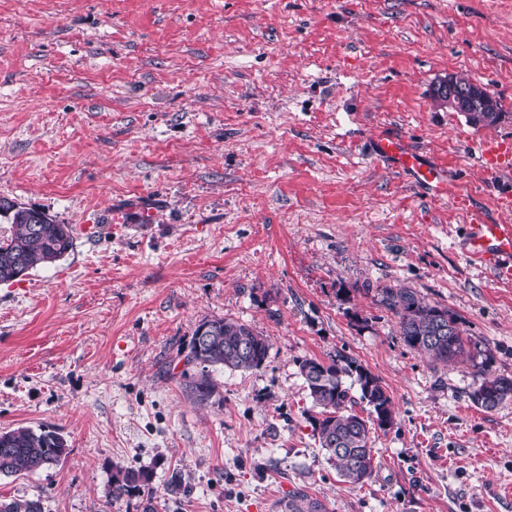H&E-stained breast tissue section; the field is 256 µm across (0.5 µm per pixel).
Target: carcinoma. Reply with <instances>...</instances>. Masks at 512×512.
Segmentation results:
<instances>
[{
	"mask_svg": "<svg viewBox=\"0 0 512 512\" xmlns=\"http://www.w3.org/2000/svg\"><path fill=\"white\" fill-rule=\"evenodd\" d=\"M492 112H473L468 121L474 127H493L502 112L493 97ZM11 224L10 233L0 238V282H11L29 270L49 266L73 249V229L59 224L45 212L18 203L0 212ZM381 303L397 317L400 335L411 348L435 363H448L465 354L466 331L462 322L447 309L428 302L416 291L386 288ZM208 328V341L197 336ZM269 339L252 326L228 318H204L193 332L185 362L201 368L197 375L182 373L184 385L199 404L215 396L218 386L211 368L250 371L266 362ZM311 409L307 414L314 436L337 473L353 486L364 484L374 471L372 425L385 429L393 423L390 395L379 379L355 359L339 356L326 363L305 358L299 363ZM358 388L359 396L352 395ZM502 404L512 399V378L485 371L473 392V402L485 407L488 398ZM369 407V418L354 411L357 402ZM67 444L50 426L17 428L0 432V476H24L58 463L66 455ZM153 470L117 466L112 472L109 496L119 501L144 491L153 494ZM0 512H42L40 500L0 501Z\"/></svg>",
	"mask_w": 512,
	"mask_h": 512,
	"instance_id": "obj_1",
	"label": "carcinoma"
}]
</instances>
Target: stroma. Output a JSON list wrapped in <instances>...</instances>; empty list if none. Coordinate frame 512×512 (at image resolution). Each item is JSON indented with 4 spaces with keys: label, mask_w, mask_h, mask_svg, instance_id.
Returning a JSON list of instances; mask_svg holds the SVG:
<instances>
[{
    "label": "stroma",
    "mask_w": 512,
    "mask_h": 512,
    "mask_svg": "<svg viewBox=\"0 0 512 512\" xmlns=\"http://www.w3.org/2000/svg\"><path fill=\"white\" fill-rule=\"evenodd\" d=\"M450 74L485 87L493 134L512 136V0H0V198L74 233L62 259L0 283V431L48 425L68 448L1 477L0 499L143 512L109 497L121 465L153 469L155 512H287L302 496L512 512V400H471L481 370L512 377V283L463 254L452 202L368 152L404 137L489 208L483 129L431 97ZM389 287L461 319L464 357L410 348ZM205 317L270 350L259 369L213 370L200 406L181 374ZM339 354L393 400L356 488L313 435L298 368Z\"/></svg>",
    "instance_id": "stroma-1"
}]
</instances>
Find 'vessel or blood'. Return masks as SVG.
Here are the masks:
<instances>
[{
	"instance_id": "1",
	"label": "vessel or blood",
	"mask_w": 512,
	"mask_h": 512,
	"mask_svg": "<svg viewBox=\"0 0 512 512\" xmlns=\"http://www.w3.org/2000/svg\"><path fill=\"white\" fill-rule=\"evenodd\" d=\"M374 155L404 175L413 185L435 199H447L466 214L469 224L470 257L488 266L499 280L512 281V222L500 216L512 212V138L490 136L476 145L475 156L488 175L500 179L502 187L493 197L497 219H488L473 206L470 197L452 181L447 171L404 139L381 135L372 143Z\"/></svg>"
}]
</instances>
